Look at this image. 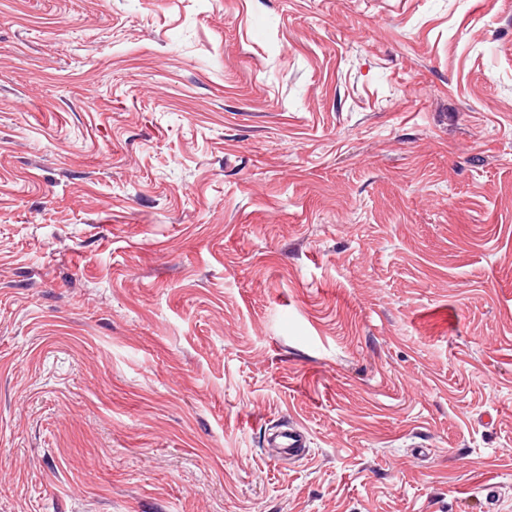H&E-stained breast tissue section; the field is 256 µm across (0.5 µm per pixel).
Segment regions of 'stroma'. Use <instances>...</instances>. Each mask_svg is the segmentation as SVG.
<instances>
[{
    "label": "stroma",
    "instance_id": "1",
    "mask_svg": "<svg viewBox=\"0 0 512 512\" xmlns=\"http://www.w3.org/2000/svg\"><path fill=\"white\" fill-rule=\"evenodd\" d=\"M0 512H512V0H0ZM272 446L283 448L286 453L301 457L306 452L307 439L303 429L296 425L277 432L271 442Z\"/></svg>",
    "mask_w": 512,
    "mask_h": 512
}]
</instances>
